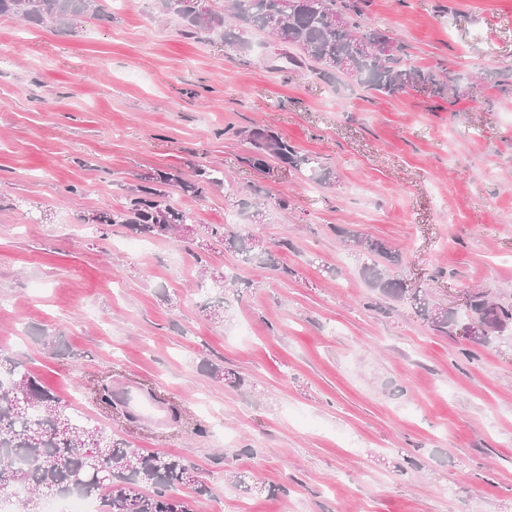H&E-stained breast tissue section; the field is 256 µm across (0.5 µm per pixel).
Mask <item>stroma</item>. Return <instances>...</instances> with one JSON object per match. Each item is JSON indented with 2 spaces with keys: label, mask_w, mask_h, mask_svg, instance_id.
I'll return each mask as SVG.
<instances>
[{
  "label": "stroma",
  "mask_w": 512,
  "mask_h": 512,
  "mask_svg": "<svg viewBox=\"0 0 512 512\" xmlns=\"http://www.w3.org/2000/svg\"><path fill=\"white\" fill-rule=\"evenodd\" d=\"M126 2L72 31L0 17V351L133 447L193 464L213 489L195 512H512V331L432 330L368 287L345 236L386 240L392 275L441 306L479 286L512 304V0H360L444 85L397 97L281 71L265 34L246 52L188 39L155 0ZM256 123L329 183L253 168ZM200 165L223 186L175 202L203 227L288 239L281 270L83 221L147 172ZM203 268L237 288L201 287ZM101 385L177 417L98 404Z\"/></svg>",
  "instance_id": "1"
}]
</instances>
